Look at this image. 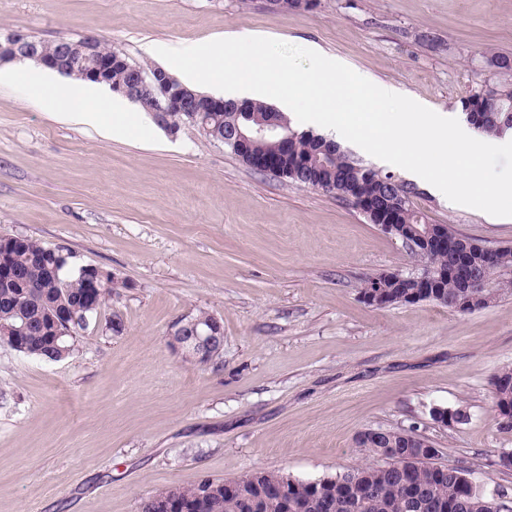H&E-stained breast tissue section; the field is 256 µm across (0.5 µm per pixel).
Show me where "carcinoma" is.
<instances>
[{
	"mask_svg": "<svg viewBox=\"0 0 512 512\" xmlns=\"http://www.w3.org/2000/svg\"><path fill=\"white\" fill-rule=\"evenodd\" d=\"M99 54L112 57V90L125 85L132 62L102 44ZM484 58L498 62L497 69L463 97L460 106L478 130L496 135L512 128V57L486 54ZM487 95L495 100L490 108L485 104ZM241 105L240 112H168L167 123L177 129L183 123L196 126L201 134L224 144L251 168V155L273 156L277 165L271 174L301 187L332 193L371 212L375 218L381 211H390L396 216L400 237L417 228L431 235H443L450 246L467 245L468 268L477 275L480 287H463L462 276L452 268V252L433 251L431 260L448 270V277L442 280V287L432 289L429 301L450 310L466 301L468 311L472 312L489 306L487 286L512 279V248L489 251L478 241L460 236L450 224L430 223L424 213L412 207L415 188L410 184L364 165L338 145L323 149L326 137L297 130L284 113L268 103L245 100ZM267 116L288 129V145L271 139L241 151L230 130ZM70 258L68 253L45 248L28 238L0 237V261H5L12 271L10 277L0 276V343L8 335L9 345L16 350L47 361H60L74 350L77 335L86 326L85 318L112 297V285L99 290L88 287L85 267L75 274L66 273ZM386 286L393 305L408 303V294L417 290V283L411 279L388 282ZM64 312L73 315L74 320L53 327L54 317ZM212 320L213 315L200 311L177 320L175 325L182 326V333L189 336L194 327H206ZM51 327L55 331H49ZM492 395L495 418L500 425L512 429V367H504L495 374ZM359 445L371 457L386 454V464L366 463L314 481L290 479V512H502L504 493L476 491L465 479L468 470L441 466L426 454L416 452L418 448L432 447V442L425 438L407 439L405 430L398 428H382L378 433L368 429L360 434ZM232 483L257 496L256 512H283L278 487L262 484L257 472L242 474ZM207 484L214 487V493L206 499L202 512H241L237 497L225 493L220 484L208 478L185 486L156 489L141 499L140 512H157L158 502L173 494L195 504Z\"/></svg>",
	"mask_w": 512,
	"mask_h": 512,
	"instance_id": "cac0c4a2",
	"label": "carcinoma"
}]
</instances>
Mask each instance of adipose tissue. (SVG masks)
Instances as JSON below:
<instances>
[{"label": "adipose tissue", "mask_w": 512, "mask_h": 512, "mask_svg": "<svg viewBox=\"0 0 512 512\" xmlns=\"http://www.w3.org/2000/svg\"><path fill=\"white\" fill-rule=\"evenodd\" d=\"M1 80L27 86L40 101L62 109L64 115L80 124L105 128L110 126L112 117L116 114L132 122L137 119L136 114L130 110L128 101L122 98L105 101L83 91L62 93L48 78L46 69L33 63H16L9 70H0Z\"/></svg>", "instance_id": "1"}]
</instances>
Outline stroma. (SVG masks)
Here are the masks:
<instances>
[{
	"mask_svg": "<svg viewBox=\"0 0 512 512\" xmlns=\"http://www.w3.org/2000/svg\"><path fill=\"white\" fill-rule=\"evenodd\" d=\"M252 32L318 45L369 80L437 112L512 56V0H0V37L92 36L161 65L152 42ZM413 205L492 247L512 217L459 207L417 184ZM0 236L100 268L112 298L58 362L0 343V512H138L152 490L252 470L313 481L367 463L369 428H402L512 501V450L492 377L512 366V293L459 314L431 301L376 308L360 291L422 265L350 203L255 171L185 125L73 124L15 82L0 83ZM221 319L224 350L197 365L170 342L177 320ZM121 316L113 334L107 320ZM461 408L443 426L433 409Z\"/></svg>",
	"mask_w": 512,
	"mask_h": 512,
	"instance_id": "stroma-1",
	"label": "stroma"
}]
</instances>
